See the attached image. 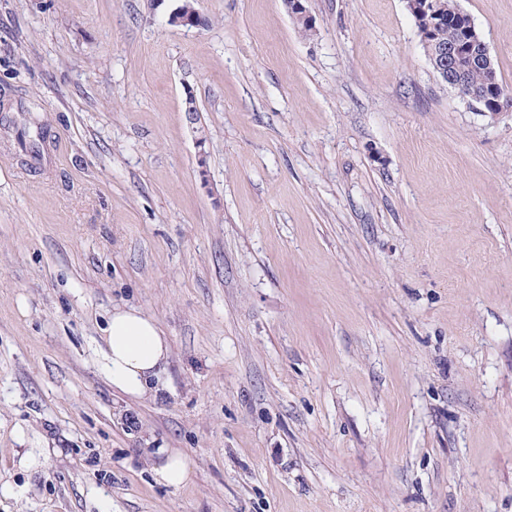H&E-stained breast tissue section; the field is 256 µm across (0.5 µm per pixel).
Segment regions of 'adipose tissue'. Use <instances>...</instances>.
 Listing matches in <instances>:
<instances>
[{
    "label": "adipose tissue",
    "instance_id": "adipose-tissue-1",
    "mask_svg": "<svg viewBox=\"0 0 512 512\" xmlns=\"http://www.w3.org/2000/svg\"><path fill=\"white\" fill-rule=\"evenodd\" d=\"M170 345L157 323L135 309H115L106 329L102 369L113 389L141 398L153 392Z\"/></svg>",
    "mask_w": 512,
    "mask_h": 512
}]
</instances>
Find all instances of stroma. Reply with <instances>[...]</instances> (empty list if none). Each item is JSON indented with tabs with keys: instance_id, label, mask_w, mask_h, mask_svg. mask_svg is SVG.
I'll return each instance as SVG.
<instances>
[{
	"instance_id": "stroma-1",
	"label": "stroma",
	"mask_w": 512,
	"mask_h": 512,
	"mask_svg": "<svg viewBox=\"0 0 512 512\" xmlns=\"http://www.w3.org/2000/svg\"><path fill=\"white\" fill-rule=\"evenodd\" d=\"M181 2L0 0V512H512V112L405 0ZM457 4L512 87V0ZM116 307L156 395L103 373ZM434 1L438 3V15H434L430 11H410L408 9L419 35L424 34L427 36L426 44L428 46L423 44L426 55L428 49L433 50L442 46H455L461 49L468 47L469 38L475 41L470 33L471 26L476 38L481 43V48L485 50L478 57V62L481 66L473 67L466 73V83L472 88L483 91L488 107L489 104H493L500 96L511 95V99L508 97L501 98L492 108H488L489 111L479 107L483 105L480 92L468 87L462 78L464 71L475 64L476 58L466 53H460L456 48H441L437 58L434 56L428 57L437 77L458 97L464 100L470 108L481 115L486 116V114H490L491 116H497L502 112H511L512 90L506 88L498 78L496 67L495 70L492 67L493 59L488 47L483 40L479 39L473 22L471 21L470 24L466 15L459 13L455 0ZM494 74L496 76V85L490 84L489 80V75ZM102 350V369L112 389L141 398L155 394L154 379L167 365L170 345L157 323L136 309L112 311ZM191 463L180 455L170 456L156 469V475L160 482L178 486L188 478L191 472Z\"/></svg>"
}]
</instances>
